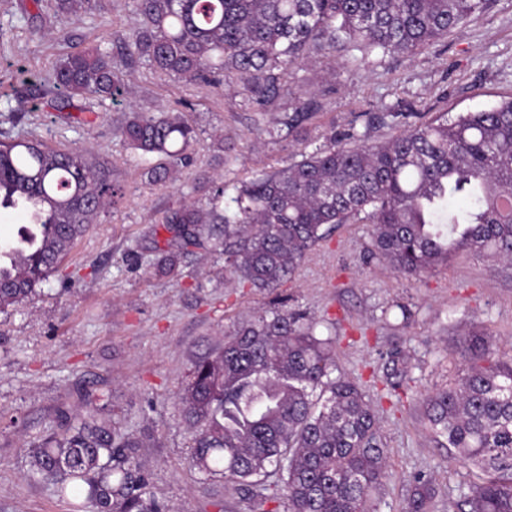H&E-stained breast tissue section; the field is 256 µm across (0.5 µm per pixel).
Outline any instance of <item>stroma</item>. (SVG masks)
Returning <instances> with one entry per match:
<instances>
[{"label": "stroma", "mask_w": 512, "mask_h": 512, "mask_svg": "<svg viewBox=\"0 0 512 512\" xmlns=\"http://www.w3.org/2000/svg\"><path fill=\"white\" fill-rule=\"evenodd\" d=\"M0 0V137L36 135L54 150L89 149L112 165L124 196L79 239L33 300L0 312V512H69L50 485L30 482L31 450L59 422L94 407L137 441L156 498L169 512H253L244 492L190 465L192 434L178 398L193 362L220 350L224 332L277 298L307 311L335 338L336 371L355 380L377 407L390 478L374 494L376 512H404L416 477L434 489L432 512H457L477 483L475 469L438 447L423 400L453 386L459 363L448 347L480 330L497 355L512 356V266L458 251L416 277L367 260L373 227L343 224L310 251L291 281L260 292L241 286L206 248L185 256L179 278L156 275L151 261L171 238L163 216L182 203L207 206L197 177L233 188L258 169L281 166L349 126L381 141L403 124H368L381 112H413L429 122L490 108L512 96V0H489L467 29L414 57L375 55L360 67L344 48L311 51L283 72L265 110L243 83L211 92L143 64L130 68L117 100L94 103L71 125L41 97L48 73L68 54L96 46L122 53L135 0H104L101 15L57 17ZM320 103L306 141L270 138L265 129L302 93ZM197 126L194 162L173 181L151 184L147 161L123 141L126 112L177 111ZM224 159L215 161V136ZM410 314L402 316L399 307ZM405 352L410 380L387 397L390 355Z\"/></svg>", "instance_id": "stroma-1"}]
</instances>
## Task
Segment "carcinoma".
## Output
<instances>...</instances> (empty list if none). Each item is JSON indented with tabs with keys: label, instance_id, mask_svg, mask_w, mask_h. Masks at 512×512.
Listing matches in <instances>:
<instances>
[{
	"label": "carcinoma",
	"instance_id": "carcinoma-1",
	"mask_svg": "<svg viewBox=\"0 0 512 512\" xmlns=\"http://www.w3.org/2000/svg\"><path fill=\"white\" fill-rule=\"evenodd\" d=\"M487 0H136V21L118 37L125 57L188 81L244 82L266 106L282 71L317 47L410 58L485 10ZM54 13L102 10V0H50ZM126 72L112 51L60 60L50 81L58 117L92 111L90 99L122 94ZM319 105L303 99L271 126L272 138L301 139ZM127 145L160 162L148 180L165 184L197 140L182 115L126 113ZM210 207L181 204L164 217L172 239L153 269L176 276L188 248L206 246L224 269L258 290L290 280L334 226L374 225L372 255L419 276L460 250L512 266V98L479 112L441 116L384 141L351 127L301 159L261 169L224 202L209 178ZM122 190L111 164L87 150H52L34 136L0 140V210L30 223L0 249V312L32 299L74 243ZM306 315L275 303L224 332L220 351L197 358L178 397L192 431L191 466L248 492L257 512L279 476L288 512H373L389 477L375 405L354 381L335 377L331 339ZM460 361L454 386L425 398L431 433L448 453L481 472L459 512H512V358L495 356L473 332L449 350ZM392 373L409 377L398 351ZM61 423L31 450L29 480L52 486L70 512H166L150 488L137 445L88 410ZM431 483L415 480L405 512H430Z\"/></svg>",
	"mask_w": 512,
	"mask_h": 512
}]
</instances>
